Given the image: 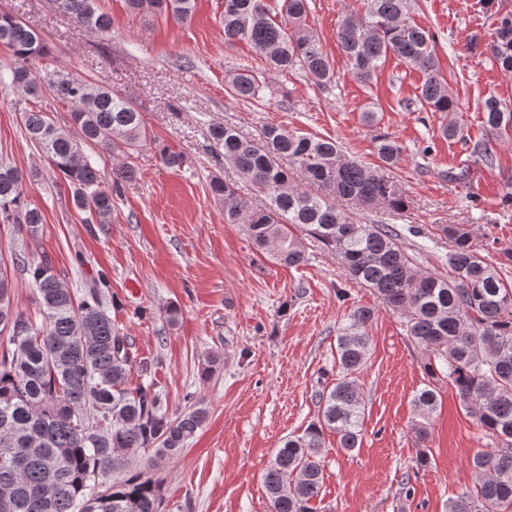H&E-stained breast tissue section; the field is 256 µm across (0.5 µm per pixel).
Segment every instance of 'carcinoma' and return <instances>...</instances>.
Listing matches in <instances>:
<instances>
[{"label": "carcinoma", "mask_w": 512, "mask_h": 512, "mask_svg": "<svg viewBox=\"0 0 512 512\" xmlns=\"http://www.w3.org/2000/svg\"><path fill=\"white\" fill-rule=\"evenodd\" d=\"M56 9L79 27L106 35L111 18L98 0H53ZM128 9L146 15L191 16L195 0H126ZM308 0H283L288 30L269 16L264 0H224V41H245L278 71L299 69L316 82L331 79V65L319 41L303 27ZM336 37L352 73L368 83L388 55L424 74L420 103L434 112H454L457 101L436 74L430 35L407 17V0H362L361 13L341 20ZM470 47L485 48L501 71L512 74V13L504 15L496 40L484 46L478 35ZM0 44L14 58L9 83L24 94H50L70 107L74 131L54 125L48 113L21 109L29 141L63 177L75 207L87 224L112 223L113 196L137 180L138 169L124 162L102 180L82 145L129 156L149 141L143 106L85 77L60 70L32 76L30 65L45 52L39 35L18 17L0 12ZM229 92L238 99L258 97L257 72L243 67L229 74ZM484 123L496 132L512 131V109L495 98L484 106ZM210 138L237 174L265 203L254 207L235 185L214 176L212 196L224 205V223L240 224L253 248L287 267L306 260L305 247L290 232L302 224L310 237L338 258L346 274L372 289L385 303L407 316L409 335L428 355L426 368L444 375L463 407L474 414L489 448L472 458L473 488L448 502V512H512V287L479 252L461 225H443L450 248L444 257L449 277L421 274L391 224H361L350 203L363 210L381 206L395 213L407 198L391 169L401 149L391 137L376 138L381 161L370 168L345 157L336 141L312 138L277 125L262 132V144L231 126L209 128ZM163 164L180 168L182 154L155 144ZM299 168L323 188L312 195L292 182L282 161ZM24 174L0 162V223L34 235L45 223L41 209L24 197ZM12 264L28 273L36 310L15 308L12 282L0 265V512H160L155 482L146 470L174 458L207 419L195 405L169 411L161 392L149 384L129 386L133 369L145 372L130 336L106 306L110 279L101 272L80 294L66 288L45 257L13 253ZM373 313L355 309L336 338L340 374L320 394L321 418L296 437L286 439L262 475L271 512H311L309 503L323 486L320 448L324 431L351 451L362 439L365 401L352 375L368 360L367 325ZM428 417L437 406L429 389L414 399ZM143 451L147 458L133 463Z\"/></svg>", "instance_id": "obj_1"}]
</instances>
